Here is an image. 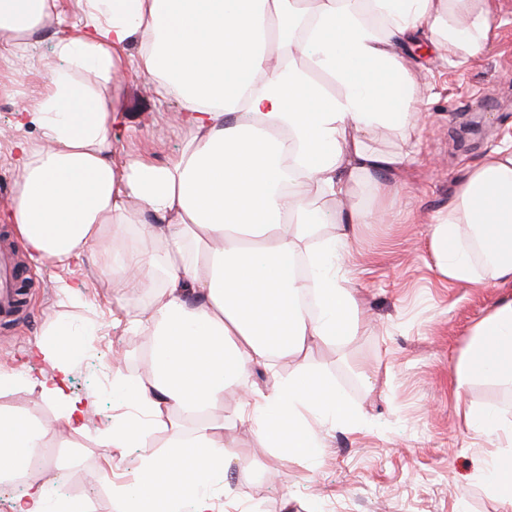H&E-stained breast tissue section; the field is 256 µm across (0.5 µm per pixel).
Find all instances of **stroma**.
Instances as JSON below:
<instances>
[{
  "instance_id": "1",
  "label": "stroma",
  "mask_w": 512,
  "mask_h": 512,
  "mask_svg": "<svg viewBox=\"0 0 512 512\" xmlns=\"http://www.w3.org/2000/svg\"><path fill=\"white\" fill-rule=\"evenodd\" d=\"M492 25L488 51L467 62L444 61L443 49L426 41L409 49L416 80L410 109L418 118L404 131L380 130L368 139L372 149L406 161L394 176L350 180V203L386 210L388 219L361 225L344 261L362 310L357 333L335 346L311 347L303 362L336 386L360 415V426L328 430L315 463H281L249 422L235 420L237 394H225L210 417L223 421L225 438L245 453L215 483L217 506L229 512H506L478 475L491 443L468 428L463 409L493 406L511 421L512 391L492 380L458 389L456 363L477 323L512 296V284L478 288L448 281L429 253L433 218L447 212L467 171L512 138V0H498ZM52 51L48 35L13 60L23 79L13 92H0V225L11 221L14 142L21 136L34 144L43 140L37 124L16 129L15 116ZM137 54V44H130L126 67L111 86V98L124 111L112 131L113 158L120 163L144 152L163 163L181 152L191 133L178 118L177 100L160 98L153 81L138 73ZM33 272L28 317L0 324V365L34 379L50 377L51 364L27 356L38 335L63 321L77 330L94 325L96 334L82 341L70 375L71 394L93 395L94 403L76 438L64 430L56 403L32 388L0 391V406L34 414L46 429L47 447L72 451L64 468L41 467L34 481L60 482L91 512H114L111 481L134 482L150 450L143 444L114 453L107 480L98 436L121 411L112 398L113 374L136 377L150 358L152 338L113 326L112 317L136 314L154 291L126 287L85 263L64 269L37 264ZM66 282L83 284L82 298L66 297Z\"/></svg>"
}]
</instances>
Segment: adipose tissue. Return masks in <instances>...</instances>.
I'll use <instances>...</instances> for the list:
<instances>
[{
    "mask_svg": "<svg viewBox=\"0 0 512 512\" xmlns=\"http://www.w3.org/2000/svg\"><path fill=\"white\" fill-rule=\"evenodd\" d=\"M74 31L56 37L43 65L46 82L18 114L39 123L47 141L14 143L13 230L41 264L90 257L99 272L158 289L129 328L152 337L146 380L114 379L125 414L100 434L103 469L173 413L193 422L165 452L145 457L137 483L112 489L116 512H214L209 485L239 461L224 424L205 419L227 390L241 393L236 417L251 422L281 460L312 461L327 427L356 425L335 388L279 362L313 344L335 345L359 327L358 308L340 263L360 225L355 209L325 231L317 205L342 199L349 178L402 165L400 155L369 149L364 138L410 121L413 97L406 48L427 40L449 59L481 56L498 0H84ZM57 0H0V58L40 41ZM137 42V67L160 97H176L192 136L172 160L112 159L106 103L114 72ZM307 58L342 86L314 88ZM87 73L92 83L80 85ZM430 248L449 280L512 282V148L472 168L445 215L431 226ZM309 275H301L300 263ZM77 343L66 329L40 339L31 359L55 373L36 381L0 369V385L38 387L59 404L73 432L84 428L89 398L68 394ZM260 369L270 383H247ZM457 386L478 377L512 385V299L475 327L456 367ZM476 432L497 447L480 475L512 507V422L492 408L467 410ZM31 416L0 408V483L15 481L21 460L44 446ZM49 484H27L14 512H86L51 498Z\"/></svg>",
    "mask_w": 512,
    "mask_h": 512,
    "instance_id": "1",
    "label": "adipose tissue"
}]
</instances>
